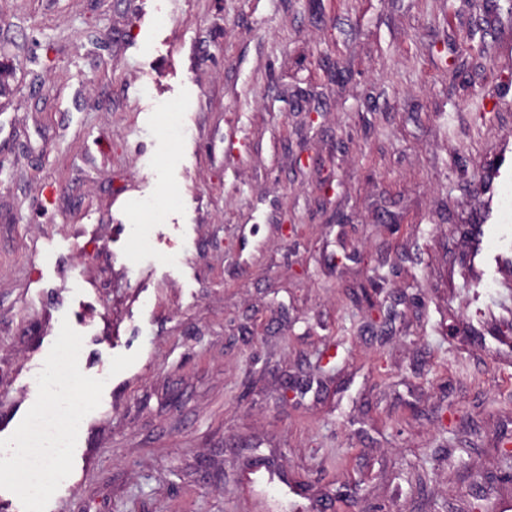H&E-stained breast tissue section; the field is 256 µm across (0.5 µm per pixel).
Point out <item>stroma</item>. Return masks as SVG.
<instances>
[{
    "instance_id": "stroma-1",
    "label": "stroma",
    "mask_w": 512,
    "mask_h": 512,
    "mask_svg": "<svg viewBox=\"0 0 512 512\" xmlns=\"http://www.w3.org/2000/svg\"><path fill=\"white\" fill-rule=\"evenodd\" d=\"M0 63V421L62 322L106 381L46 512H512L507 0H0ZM481 226L475 230V240L477 251L475 258L478 257L479 264L482 267L483 275L488 271H499L505 264L511 261L510 249H505L494 241V238L485 233Z\"/></svg>"
}]
</instances>
